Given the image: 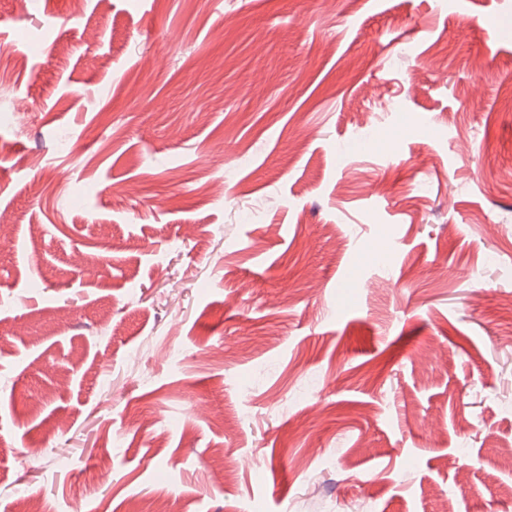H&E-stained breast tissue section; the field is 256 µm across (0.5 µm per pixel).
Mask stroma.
<instances>
[{
	"mask_svg": "<svg viewBox=\"0 0 512 512\" xmlns=\"http://www.w3.org/2000/svg\"><path fill=\"white\" fill-rule=\"evenodd\" d=\"M0 512H512V0H0Z\"/></svg>",
	"mask_w": 512,
	"mask_h": 512,
	"instance_id": "1",
	"label": "stroma"
}]
</instances>
